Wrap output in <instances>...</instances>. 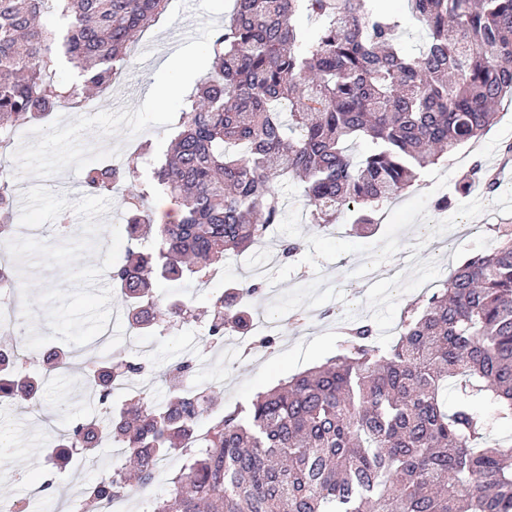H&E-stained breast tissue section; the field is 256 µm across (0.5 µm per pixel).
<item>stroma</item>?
I'll use <instances>...</instances> for the list:
<instances>
[{
	"label": "stroma",
	"mask_w": 512,
	"mask_h": 512,
	"mask_svg": "<svg viewBox=\"0 0 512 512\" xmlns=\"http://www.w3.org/2000/svg\"><path fill=\"white\" fill-rule=\"evenodd\" d=\"M235 0H179L167 9L137 46L124 80L96 100V110L50 113L19 132L1 164L13 174L16 193L42 185L75 201L85 194L84 168L101 161L126 162L137 145L150 142L154 156H162L174 132L182 98H148L147 89L162 63L188 43L207 44L211 28L223 25ZM499 121L482 137L483 151L467 154L487 171L512 167V104L502 103ZM285 205L282 224L274 229L273 245L296 242V256L266 277L261 294L252 302L254 312L276 313L288 309L308 318L307 327L289 325L277 339L276 354L255 362L234 346L231 338L212 343L196 325L177 326L166 336L129 335L120 295H113L108 341L94 339L71 346L75 364L90 359L138 356L151 369L149 393L161 396L157 375L183 357L194 358L199 382L218 387L210 414L225 406L244 403L262 390L325 362L336 355L350 323L367 321L380 342L393 338L405 304L439 287L468 256L495 245L492 228L512 225V184L499 183L486 193L482 183L470 179L468 169L456 161L427 168L421 183L380 212L377 226L352 224L349 216L337 219L334 233L310 224L309 209L297 189L288 183L280 189ZM263 250L254 246L236 262L225 265L224 278L208 288L161 286V298L184 297L198 309H208L213 296L227 282L240 279V268L257 265ZM374 269L376 282L355 293L358 272ZM42 410L13 406L0 409V488L14 498H29L31 512H69L77 495L103 474L125 467L127 456L103 442L93 464L84 466L79 456L60 465L49 458L60 433L99 410L96 397L87 396L75 372L51 375L41 394ZM52 488L39 493L40 485Z\"/></svg>",
	"instance_id": "1"
}]
</instances>
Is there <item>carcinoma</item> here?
Wrapping results in <instances>:
<instances>
[{"mask_svg":"<svg viewBox=\"0 0 512 512\" xmlns=\"http://www.w3.org/2000/svg\"><path fill=\"white\" fill-rule=\"evenodd\" d=\"M382 0H236L209 36L211 66L178 112L170 150L152 177L129 164H91L92 194L132 191L129 246L107 270L125 299L129 329L151 333L197 319L183 299L157 303L165 282L203 281L281 222L276 183L292 179L321 228L342 213L375 224L427 167L475 144L512 100V0H408L424 28L415 55ZM168 0H0V149L19 125L64 105L83 108L126 70L131 47ZM319 24L308 39L292 23ZM55 13L66 35L44 22ZM80 80L60 78L59 60ZM368 150L355 153L360 142ZM180 208L155 224L149 200ZM14 183L0 179V223ZM403 310L396 335L352 325L338 353L199 427L218 388L168 384L156 405L143 391L112 409L113 384L140 375L126 358L88 366L105 412L76 423L65 447L83 456L102 442L131 468L100 477L79 512L151 484L160 460L180 454L171 500L151 512H512V448L490 445L492 424L512 425V228ZM261 284L239 280L212 303L211 341L245 327ZM69 364L59 348L43 372ZM454 381L453 406L442 388ZM39 381L0 363V406L36 398Z\"/></svg>","mask_w":512,"mask_h":512,"instance_id":"1","label":"carcinoma"}]
</instances>
